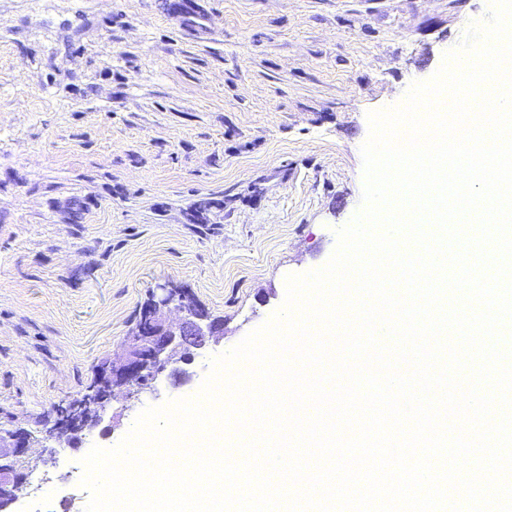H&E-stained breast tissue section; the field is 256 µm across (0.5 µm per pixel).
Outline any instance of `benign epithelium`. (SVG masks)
Returning a JSON list of instances; mask_svg holds the SVG:
<instances>
[{
    "mask_svg": "<svg viewBox=\"0 0 512 512\" xmlns=\"http://www.w3.org/2000/svg\"><path fill=\"white\" fill-rule=\"evenodd\" d=\"M147 311L151 334L136 335L127 342L124 354L112 361V390L129 401L151 388L155 377L170 365L190 360L191 350H202L224 336V321L200 313L166 283L151 290ZM47 439L62 447L78 448L83 443L81 423L56 430ZM32 442V433L24 427L0 439V496L7 499L9 507L19 500L27 473L37 465L31 453Z\"/></svg>",
    "mask_w": 512,
    "mask_h": 512,
    "instance_id": "benign-epithelium-1",
    "label": "benign epithelium"
}]
</instances>
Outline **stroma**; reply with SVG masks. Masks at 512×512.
Listing matches in <instances>:
<instances>
[{"label":"stroma","instance_id":"stroma-1","mask_svg":"<svg viewBox=\"0 0 512 512\" xmlns=\"http://www.w3.org/2000/svg\"><path fill=\"white\" fill-rule=\"evenodd\" d=\"M0 0V435L40 434L167 283L224 321L112 433L44 454L39 499L84 512L75 469L323 267L363 202L369 113L430 79L490 0ZM210 202L198 214L201 202Z\"/></svg>","mask_w":512,"mask_h":512}]
</instances>
